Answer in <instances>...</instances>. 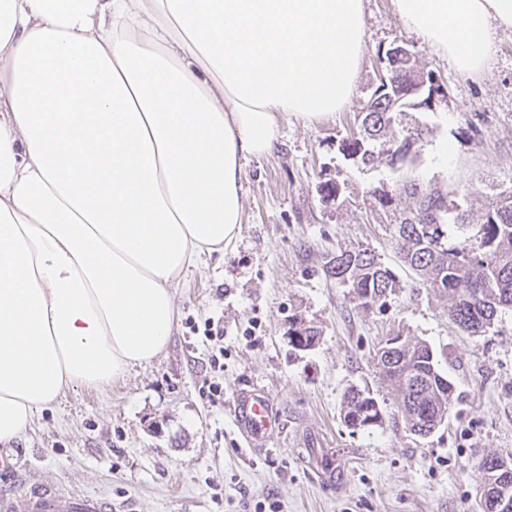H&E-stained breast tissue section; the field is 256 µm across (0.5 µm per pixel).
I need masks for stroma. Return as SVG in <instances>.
I'll return each mask as SVG.
<instances>
[{
    "label": "stroma",
    "instance_id": "1",
    "mask_svg": "<svg viewBox=\"0 0 512 512\" xmlns=\"http://www.w3.org/2000/svg\"><path fill=\"white\" fill-rule=\"evenodd\" d=\"M366 35L356 87L346 106L313 121L281 119L274 150L243 173L240 231L207 267L175 290L177 329L155 360L100 389L70 390L35 414L6 455L24 466L0 470V490L56 483L111 496L118 512H471L483 479L479 462L512 455V312L470 336L448 319V301L412 287L389 236L393 209L411 206L405 175L441 188L472 213L512 192V30H496L480 74L460 71L406 30L391 0H365ZM400 41L445 90L432 109L408 116L418 157L408 171L387 164L358 170L339 140L358 124L379 79L378 55ZM345 178L343 204L325 201L324 183ZM394 199L382 208L373 190ZM370 248L401 283L383 305L358 308L326 273L336 252ZM224 323V368L211 369L210 344L189 322ZM321 338L295 349L294 319ZM428 342L454 382L457 401L429 437L394 420V398L373 355L387 336ZM223 386L209 400L206 383ZM383 400L381 425L350 429L341 417L350 386ZM258 386L274 400L283 431L261 452L244 450L234 424L236 397ZM328 444L344 471L320 483L302 462L311 442Z\"/></svg>",
    "mask_w": 512,
    "mask_h": 512
}]
</instances>
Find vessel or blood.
<instances>
[{
  "label": "vessel or blood",
  "mask_w": 512,
  "mask_h": 512,
  "mask_svg": "<svg viewBox=\"0 0 512 512\" xmlns=\"http://www.w3.org/2000/svg\"><path fill=\"white\" fill-rule=\"evenodd\" d=\"M236 427L250 449L267 448L282 423L273 402L259 389L242 392L235 403ZM7 512H112L111 498L75 494L54 484L22 488L0 497Z\"/></svg>",
  "instance_id": "b4317fda"
}]
</instances>
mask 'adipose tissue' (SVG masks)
Returning a JSON list of instances; mask_svg holds the SVG:
<instances>
[{"instance_id": "1", "label": "adipose tissue", "mask_w": 512, "mask_h": 512, "mask_svg": "<svg viewBox=\"0 0 512 512\" xmlns=\"http://www.w3.org/2000/svg\"><path fill=\"white\" fill-rule=\"evenodd\" d=\"M469 73L512 0H392ZM364 0H0V444L150 363L280 119L343 109Z\"/></svg>"}]
</instances>
